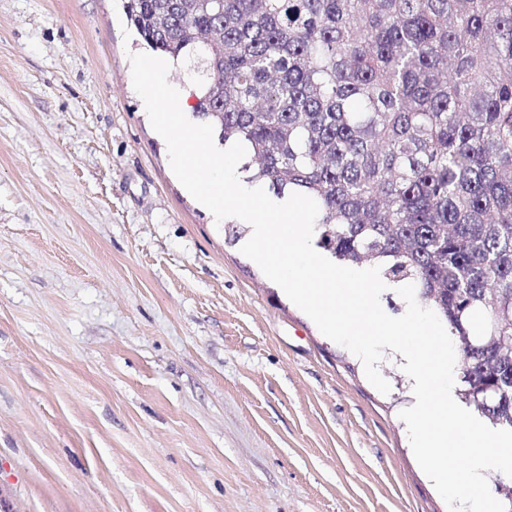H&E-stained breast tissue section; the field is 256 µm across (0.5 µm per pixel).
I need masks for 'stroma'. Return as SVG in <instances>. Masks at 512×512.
<instances>
[{"instance_id": "stroma-1", "label": "stroma", "mask_w": 512, "mask_h": 512, "mask_svg": "<svg viewBox=\"0 0 512 512\" xmlns=\"http://www.w3.org/2000/svg\"><path fill=\"white\" fill-rule=\"evenodd\" d=\"M122 0H0V512H448L399 413L171 171Z\"/></svg>"}]
</instances>
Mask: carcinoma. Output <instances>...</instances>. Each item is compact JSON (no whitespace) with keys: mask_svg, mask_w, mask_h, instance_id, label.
<instances>
[{"mask_svg":"<svg viewBox=\"0 0 512 512\" xmlns=\"http://www.w3.org/2000/svg\"><path fill=\"white\" fill-rule=\"evenodd\" d=\"M196 117L317 245L415 285L465 400L512 430V0H124Z\"/></svg>","mask_w":512,"mask_h":512,"instance_id":"obj_1","label":"carcinoma"}]
</instances>
